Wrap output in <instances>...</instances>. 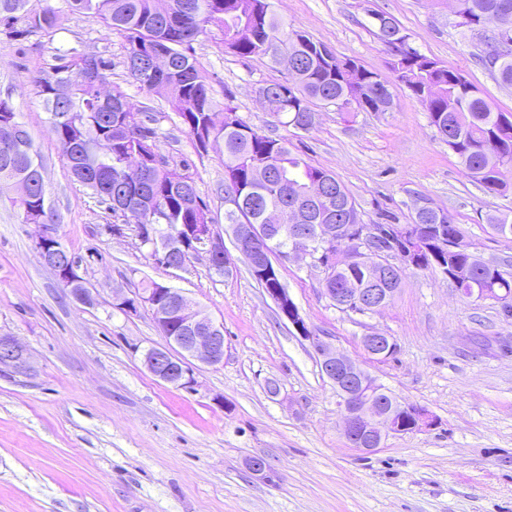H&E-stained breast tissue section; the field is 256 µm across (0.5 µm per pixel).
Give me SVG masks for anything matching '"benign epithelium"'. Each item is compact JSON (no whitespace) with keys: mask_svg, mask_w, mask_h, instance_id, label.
Segmentation results:
<instances>
[{"mask_svg":"<svg viewBox=\"0 0 512 512\" xmlns=\"http://www.w3.org/2000/svg\"><path fill=\"white\" fill-rule=\"evenodd\" d=\"M291 205L284 224H232L235 247L251 254L249 265L257 274L270 273L274 261L310 259L337 252L340 266L368 261L388 270L414 266L417 256L427 250L429 233L436 224H321L314 212L331 208L320 188L301 194L292 186ZM151 255L160 267L180 269L193 249L206 253L218 274L229 272L224 255V236L215 224H183L172 235L151 237ZM42 264L60 284L84 283L79 261L60 242L48 224L34 241ZM372 288H326L331 302L343 301L354 313H376L391 302L397 289L386 288L373 275ZM119 309L136 314L151 312L165 345L148 349L144 364L159 380L181 390L195 392L200 387L199 365L214 367L224 362V324L194 307L179 290L156 282L152 288H136L129 294H117ZM296 332L312 344L323 375L336 390L342 415L343 434L355 449L371 453L389 437L404 435L396 420L398 401L354 359L313 334L301 316L286 315ZM394 339L379 332L361 338L364 354L370 360L390 356ZM16 373L30 370V355L25 345L13 336L0 335V368Z\"/></svg>","mask_w":512,"mask_h":512,"instance_id":"obj_1","label":"benign epithelium"}]
</instances>
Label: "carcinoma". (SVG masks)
Segmentation results:
<instances>
[{
  "mask_svg": "<svg viewBox=\"0 0 512 512\" xmlns=\"http://www.w3.org/2000/svg\"><path fill=\"white\" fill-rule=\"evenodd\" d=\"M458 6L459 25L480 28L492 18L504 29L503 40L496 35L486 39V62L497 69L498 79L512 86V0H453ZM72 11L91 13L99 18L106 32L125 36L129 48L125 65L150 69L142 56L146 45L160 46L168 53V76L159 80L144 76L139 87L167 95L171 107L198 149L220 148L224 169L231 172L243 201L237 212L227 213L231 224H273L288 207V183L306 185L316 179L327 182L339 209H331L325 224H347L349 214H358L354 201L329 171L311 165L288 147V140L266 134L244 119L219 110L210 96L205 77L197 69L187 46L211 31L220 34L225 48L234 54L262 64H279L288 57L294 71L291 97L279 98L278 90L288 82L262 87L270 125L296 127L316 115L314 106L345 111L356 101L365 112H390L393 95L389 82L354 60H341L300 31L288 28L271 11L268 0H68ZM58 15L50 5L34 6L31 0H0V33L12 40L31 34L51 37L57 30ZM101 65L97 80L82 77L90 61ZM112 60L100 53L72 47L54 57L49 71L36 80L39 96L47 112L55 116L52 131L68 169L80 185L90 189L98 204L107 207V197L128 201L129 212L112 211L123 224L136 225L140 234L154 224H213L214 217L197 192L191 173L176 185L169 178L173 158L162 148L155 119L135 107L127 95L114 88L105 93L102 85ZM395 81L404 85L426 105L430 122L448 129V148L464 166L472 180L486 190L502 195L512 188V169L503 167L502 154H512V132H507L502 112H494L480 93L459 70L440 64L417 51L405 54L391 64ZM69 85L71 93L52 100L53 85ZM111 142L107 153L97 150L99 140ZM135 153L149 154L142 180L135 186L124 182L122 174ZM24 180L34 184L33 199L18 208L27 216L41 215L44 224L53 223L47 212L46 186L41 163L33 149L29 132L21 122L14 130L0 126V185ZM441 211L421 213L423 224H446L448 235L462 236L452 220L439 217ZM456 272L455 288L462 295L489 294L512 315V277L501 266H487L471 260L463 251L440 250L423 256L417 269ZM365 267H352L324 279V287L341 288L348 281L363 286Z\"/></svg>",
  "mask_w": 512,
  "mask_h": 512,
  "instance_id": "carcinoma-1",
  "label": "carcinoma"
}]
</instances>
